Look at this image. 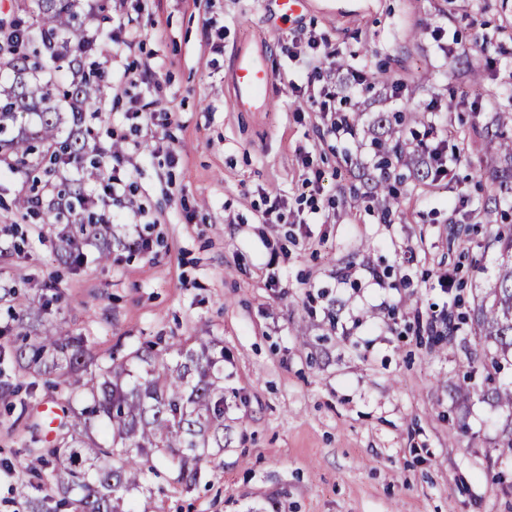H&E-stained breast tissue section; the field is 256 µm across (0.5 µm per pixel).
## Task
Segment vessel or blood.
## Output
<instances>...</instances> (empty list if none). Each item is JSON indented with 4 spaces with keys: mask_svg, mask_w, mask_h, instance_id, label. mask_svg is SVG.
<instances>
[{
    "mask_svg": "<svg viewBox=\"0 0 512 512\" xmlns=\"http://www.w3.org/2000/svg\"><path fill=\"white\" fill-rule=\"evenodd\" d=\"M308 0H262L264 9L280 18L292 20L306 9ZM231 105L238 112L256 111L268 104L273 90V69L262 45H242L234 52L225 75Z\"/></svg>",
    "mask_w": 512,
    "mask_h": 512,
    "instance_id": "vessel-or-blood-1",
    "label": "vessel or blood"
}]
</instances>
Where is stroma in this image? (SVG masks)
<instances>
[{
	"instance_id": "stroma-1",
	"label": "stroma",
	"mask_w": 512,
	"mask_h": 512,
	"mask_svg": "<svg viewBox=\"0 0 512 512\" xmlns=\"http://www.w3.org/2000/svg\"><path fill=\"white\" fill-rule=\"evenodd\" d=\"M112 2L88 29L96 61L122 20L138 37L115 70L156 73L107 81L105 111L84 118L102 162L113 144L139 146L133 187L110 205L117 242L108 263L93 243L81 264L59 262V225L27 218L15 206L25 178L0 174V386L20 380L12 354L34 299L49 301L45 327L91 337L99 355L202 336L224 351V446L188 490L157 462L165 492L131 493L134 512H512V411L484 381L495 349L465 323L439 341L423 328L473 314L497 272L492 236L512 224L511 206L483 208L488 188L512 189L483 136L497 98L512 112V0H310L289 24L258 0ZM435 26L457 44L452 61L435 50ZM312 35L328 40L337 75L376 84L348 101L359 121L344 139L292 91L324 52ZM245 41L264 42L273 64L276 93L260 112L233 111L224 79ZM153 101V120L134 129L128 108ZM404 107L421 118L387 144L462 159L454 179L398 184L386 224L369 195L370 130ZM276 194L313 223H263ZM54 400L42 385L27 415L0 404V460L23 459L39 406Z\"/></svg>"
}]
</instances>
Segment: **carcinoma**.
<instances>
[{"label":"carcinoma","mask_w":512,"mask_h":512,"mask_svg":"<svg viewBox=\"0 0 512 512\" xmlns=\"http://www.w3.org/2000/svg\"><path fill=\"white\" fill-rule=\"evenodd\" d=\"M81 0H19L12 27L23 41L0 49V164L14 173L39 170L46 183L71 199V210H50L61 231L58 258L80 257L77 235L102 240L101 257L110 258L111 227L82 224L88 199L81 183L53 182L57 169L84 163L83 106L104 92L95 68L82 56L94 51L86 31L102 4L80 7ZM512 114L501 112L487 138L512 163V140L504 128ZM497 274L473 318L474 333L512 356V229L497 231ZM43 305L30 302L29 335L15 349L13 362L28 379L0 393L8 400L20 391L31 397L38 382L51 387L72 412L47 440L34 433L26 449V484L37 491L30 512H130L125 493L137 488L153 494V459L165 462L172 481L190 488L211 450L224 447V370L211 343L197 347L142 343L131 359L146 364L133 378L128 361L109 354L97 359L88 336H60L37 328Z\"/></svg>","instance_id":"obj_1"}]
</instances>
